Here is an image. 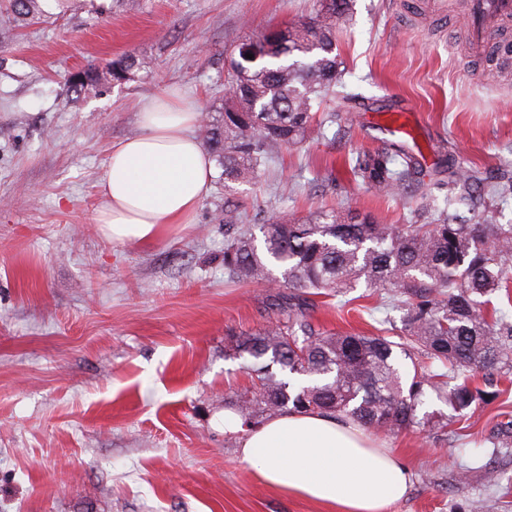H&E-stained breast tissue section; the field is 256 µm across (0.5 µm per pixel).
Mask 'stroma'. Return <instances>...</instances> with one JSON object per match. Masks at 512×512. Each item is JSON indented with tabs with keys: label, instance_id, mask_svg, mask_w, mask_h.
I'll use <instances>...</instances> for the list:
<instances>
[{
	"label": "stroma",
	"instance_id": "35a3bbf8",
	"mask_svg": "<svg viewBox=\"0 0 512 512\" xmlns=\"http://www.w3.org/2000/svg\"><path fill=\"white\" fill-rule=\"evenodd\" d=\"M315 0H83L0 28V512H325L261 484L225 432L224 402L249 386L228 330L270 325L277 289L229 279L225 200L239 221L352 209L381 223L490 210L512 225V56L473 51L454 0H355L336 51L347 120L280 148L255 181L213 183L194 220L150 245L119 244L96 222L112 146L137 134L149 98L174 89L204 117L224 107V50L296 23ZM123 53L151 61L133 80L73 94L70 80ZM408 116L392 134L378 117ZM395 144L422 168L394 194L356 179L357 154ZM476 171L449 198L451 166ZM323 330L374 333L400 321L378 290L314 297ZM447 431L385 435L411 464L391 512H512V383Z\"/></svg>",
	"mask_w": 512,
	"mask_h": 512
}]
</instances>
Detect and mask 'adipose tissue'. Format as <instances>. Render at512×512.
<instances>
[{
	"label": "adipose tissue",
	"mask_w": 512,
	"mask_h": 512,
	"mask_svg": "<svg viewBox=\"0 0 512 512\" xmlns=\"http://www.w3.org/2000/svg\"><path fill=\"white\" fill-rule=\"evenodd\" d=\"M200 119L198 106L172 90L143 105L140 133L113 145L99 183L106 238L149 244L192 222L213 167L193 133ZM223 424L239 434L240 458L263 484L328 512H390L412 482L408 460L344 417L291 408L246 427L228 411Z\"/></svg>",
	"instance_id": "obj_1"
}]
</instances>
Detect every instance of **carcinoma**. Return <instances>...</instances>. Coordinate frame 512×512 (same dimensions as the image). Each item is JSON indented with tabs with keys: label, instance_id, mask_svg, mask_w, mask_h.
Here are the masks:
<instances>
[{
	"label": "carcinoma",
	"instance_id": "cac0c4a2",
	"mask_svg": "<svg viewBox=\"0 0 512 512\" xmlns=\"http://www.w3.org/2000/svg\"><path fill=\"white\" fill-rule=\"evenodd\" d=\"M353 3L320 0L309 20L246 35L224 50V112L204 125L224 186L254 179L272 150L321 135L336 122L334 112L316 120L315 108L342 83L336 37ZM37 14L38 0H7L4 7L9 21ZM108 67L112 81L124 83L149 65L127 54ZM353 171L387 195L417 174V162L383 147L356 156ZM477 180L470 169L454 170L456 197L473 191ZM257 228L261 237L240 233L224 246V269L243 282L281 281L292 292L277 304L285 318L230 336L251 378L229 401L243 422L291 406L390 433L438 432L494 397L469 372L480 371L489 385L512 377V321L483 311L487 297L512 286V225L495 223L489 213L475 221L443 213L435 224L399 229L367 214L330 210L302 222L272 216ZM361 280L403 310L402 327L369 335L317 329L309 296L338 294Z\"/></svg>",
	"mask_w": 512,
	"mask_h": 512
}]
</instances>
